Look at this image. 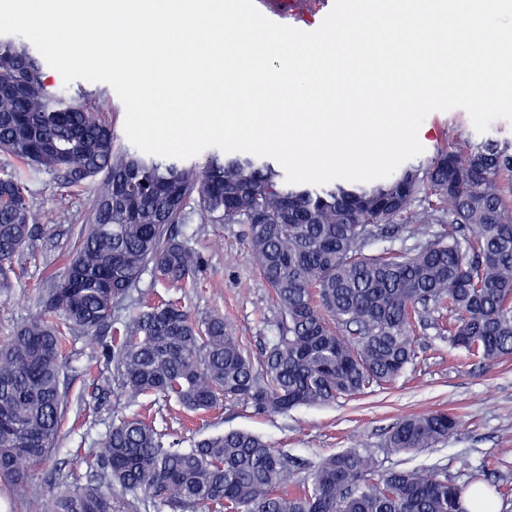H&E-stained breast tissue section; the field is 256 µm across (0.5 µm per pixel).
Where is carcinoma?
I'll return each instance as SVG.
<instances>
[{
	"label": "carcinoma",
	"mask_w": 512,
	"mask_h": 512,
	"mask_svg": "<svg viewBox=\"0 0 512 512\" xmlns=\"http://www.w3.org/2000/svg\"><path fill=\"white\" fill-rule=\"evenodd\" d=\"M107 105L53 88L29 45L0 38V153L67 187L98 180L63 271L48 275L44 300L0 347V483L24 512H468L463 487L438 468L382 472L371 453L350 448L287 492L295 461L262 438L230 430L182 448L137 417L112 422L100 447L84 449V484L29 495L58 443L69 404L63 355L78 336L101 339L99 357L131 396L159 395L193 414L225 402L284 414L390 383L417 358L415 319L445 302L456 312L455 347L482 362L512 357L508 147L466 143L373 185L312 187L253 154H213L195 168L120 148L99 117ZM193 195L213 222L246 225L250 257L281 309L257 363L218 313L197 323L158 303L112 321L149 267L169 283L194 282L201 261L178 230ZM445 212L448 231L429 238ZM54 221L32 206L22 178L0 177L1 289ZM402 234L419 244L367 250ZM459 424L445 409L409 415L387 447L433 448Z\"/></svg>",
	"instance_id": "1"
}]
</instances>
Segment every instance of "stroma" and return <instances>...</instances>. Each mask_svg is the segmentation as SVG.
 I'll return each mask as SVG.
<instances>
[{
    "label": "stroma",
    "mask_w": 512,
    "mask_h": 512,
    "mask_svg": "<svg viewBox=\"0 0 512 512\" xmlns=\"http://www.w3.org/2000/svg\"><path fill=\"white\" fill-rule=\"evenodd\" d=\"M67 90L76 98L105 96L110 102L106 118L116 142L127 145L125 107L110 85L77 80ZM418 138L423 151L413 157L416 165L456 142L512 146V121L495 120L480 133L464 109L435 111L422 122ZM26 183L34 208L59 212L64 219L45 226L32 238L14 265L11 288L0 292V345L38 304L49 286L48 270H61V257L74 246L95 192L94 183L67 188L57 174L47 172L28 176ZM185 216L181 229L203 259L196 287L175 288L145 271L137 287L113 309V322L129 321L144 301L171 299L200 321L213 313L223 314L225 324L242 344L259 354L274 336L281 313L249 255L244 225L211 223L191 202ZM454 317L444 304L423 314L415 326L418 357L387 388L285 414L260 415L250 406L227 403L188 428L181 427L163 400L135 399L117 386L107 399L94 400V387L114 379L115 367L99 360L94 338H77L68 352L66 368L71 408L63 419L52 469L60 473L64 485L85 483L87 465L76 459V449L97 447L113 419L143 413L153 418L158 430L178 435L187 447L232 429L257 434L298 460L290 475L294 484L309 480L313 467L327 456L346 448H367L384 471L436 466L466 489L489 487L494 478L512 489V358L482 363L453 348L446 326ZM436 408L451 410L460 420L458 431L447 443L410 454H395L387 448L388 431L400 418ZM460 457L469 458L470 469L459 470L456 460Z\"/></svg>",
    "instance_id": "1"
}]
</instances>
